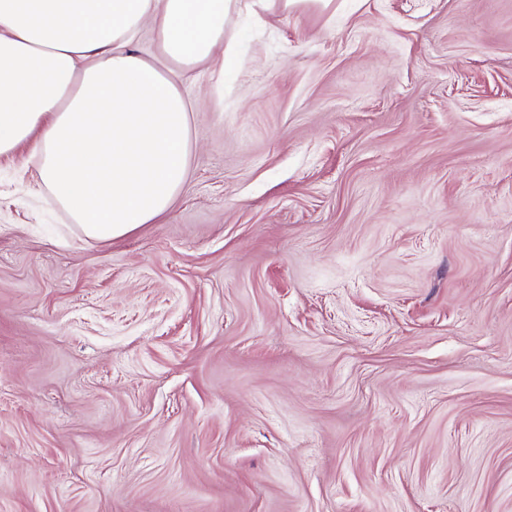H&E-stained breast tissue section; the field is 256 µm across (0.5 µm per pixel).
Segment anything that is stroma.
Returning <instances> with one entry per match:
<instances>
[{"label": "stroma", "mask_w": 512, "mask_h": 512, "mask_svg": "<svg viewBox=\"0 0 512 512\" xmlns=\"http://www.w3.org/2000/svg\"><path fill=\"white\" fill-rule=\"evenodd\" d=\"M229 31L156 222L0 157V512H512V0Z\"/></svg>", "instance_id": "35a3bbf8"}]
</instances>
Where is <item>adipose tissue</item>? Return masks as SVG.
<instances>
[{
  "instance_id": "1",
  "label": "adipose tissue",
  "mask_w": 512,
  "mask_h": 512,
  "mask_svg": "<svg viewBox=\"0 0 512 512\" xmlns=\"http://www.w3.org/2000/svg\"><path fill=\"white\" fill-rule=\"evenodd\" d=\"M240 2L0 0V156L31 146L41 182L86 239L153 223L189 173L180 72H224ZM147 26L169 69L135 49Z\"/></svg>"
}]
</instances>
